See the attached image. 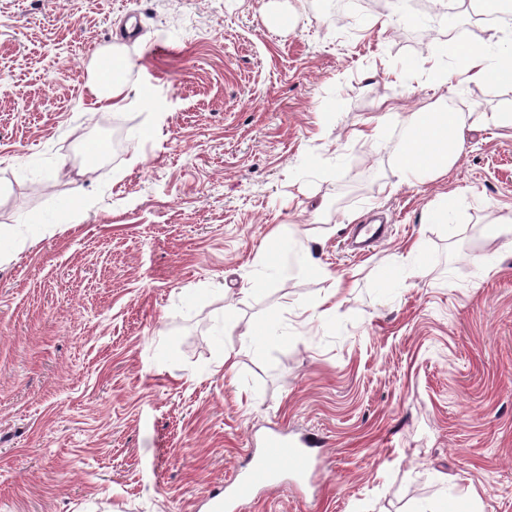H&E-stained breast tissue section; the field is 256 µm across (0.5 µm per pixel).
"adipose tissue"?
<instances>
[{"instance_id": "1", "label": "adipose tissue", "mask_w": 512, "mask_h": 512, "mask_svg": "<svg viewBox=\"0 0 512 512\" xmlns=\"http://www.w3.org/2000/svg\"><path fill=\"white\" fill-rule=\"evenodd\" d=\"M462 70L470 80L491 84H512V63L493 64L481 45L467 47L461 58ZM131 68L126 50L110 46L91 69V89L98 104L105 109L124 108L129 98L128 79H105V71L113 65ZM407 135L397 153L395 168L400 181L422 182L447 172L470 139L472 124L466 112H451L440 107L432 112H414L405 117Z\"/></svg>"}]
</instances>
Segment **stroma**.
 I'll return each instance as SVG.
<instances>
[{
	"instance_id": "stroma-1",
	"label": "stroma",
	"mask_w": 512,
	"mask_h": 512,
	"mask_svg": "<svg viewBox=\"0 0 512 512\" xmlns=\"http://www.w3.org/2000/svg\"><path fill=\"white\" fill-rule=\"evenodd\" d=\"M478 12L0 0V512H208L270 425L318 435L314 485L277 463L241 512H512V85L456 71L512 60V22ZM113 44L119 111L87 74ZM443 101L473 148L397 185L401 116ZM102 58L91 69V89L97 103L105 109H123L129 98V80L127 78L104 79V72L119 63L123 70L131 72V62L122 46H110L102 52ZM485 48L482 45L468 46L460 58L462 72L469 75L474 82L491 84H512V63H490Z\"/></svg>"
}]
</instances>
